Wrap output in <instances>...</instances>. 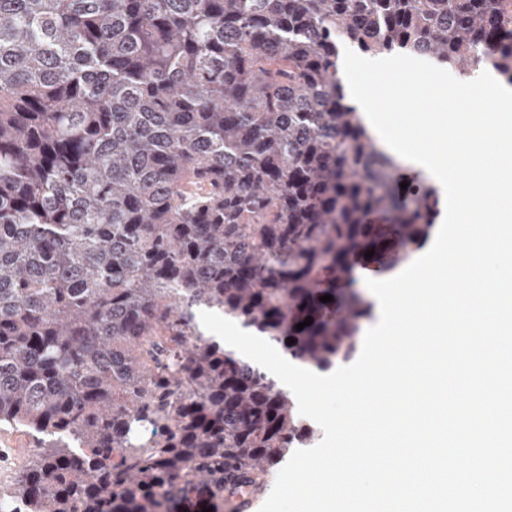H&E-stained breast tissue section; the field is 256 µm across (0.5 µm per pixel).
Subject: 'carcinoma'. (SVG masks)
<instances>
[{
  "mask_svg": "<svg viewBox=\"0 0 512 512\" xmlns=\"http://www.w3.org/2000/svg\"><path fill=\"white\" fill-rule=\"evenodd\" d=\"M346 46L512 80L506 0H0V512H224L312 434L200 312L327 371L428 240ZM35 441L18 432L0 429V490L6 489L18 471L34 456Z\"/></svg>",
  "mask_w": 512,
  "mask_h": 512,
  "instance_id": "carcinoma-1",
  "label": "carcinoma"
}]
</instances>
